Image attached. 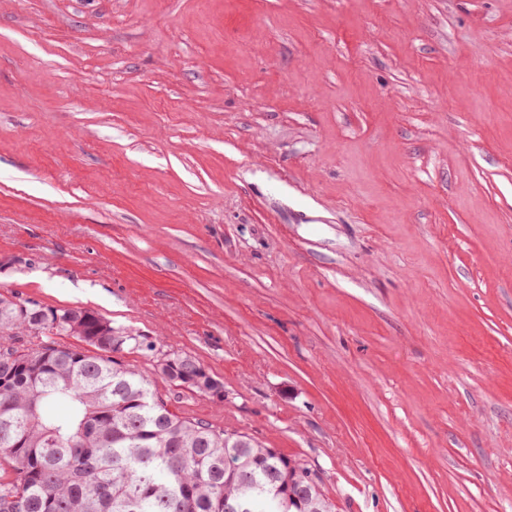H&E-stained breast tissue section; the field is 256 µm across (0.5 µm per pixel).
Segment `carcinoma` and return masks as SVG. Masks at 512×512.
Wrapping results in <instances>:
<instances>
[{"label": "carcinoma", "mask_w": 512, "mask_h": 512, "mask_svg": "<svg viewBox=\"0 0 512 512\" xmlns=\"http://www.w3.org/2000/svg\"><path fill=\"white\" fill-rule=\"evenodd\" d=\"M154 351L89 309L0 295V512H333L299 461L171 411L156 380L209 395L182 374L204 366Z\"/></svg>", "instance_id": "1"}]
</instances>
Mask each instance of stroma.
Segmentation results:
<instances>
[{"instance_id":"35a3bbf8","label":"stroma","mask_w":512,"mask_h":512,"mask_svg":"<svg viewBox=\"0 0 512 512\" xmlns=\"http://www.w3.org/2000/svg\"><path fill=\"white\" fill-rule=\"evenodd\" d=\"M0 294L336 512H512V0H0Z\"/></svg>"}]
</instances>
